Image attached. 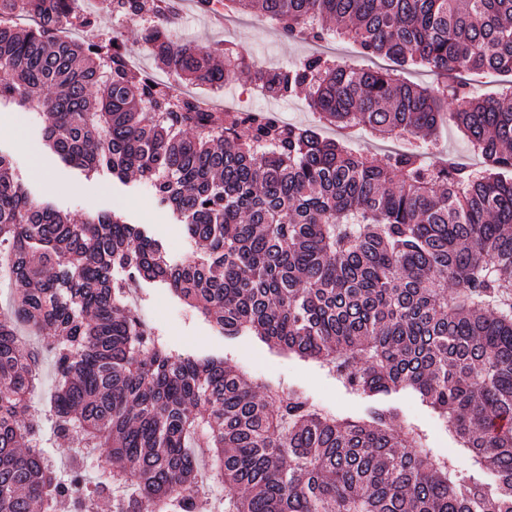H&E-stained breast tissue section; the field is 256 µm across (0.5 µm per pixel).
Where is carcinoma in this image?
<instances>
[{
	"label": "carcinoma",
	"instance_id": "cac0c4a2",
	"mask_svg": "<svg viewBox=\"0 0 512 512\" xmlns=\"http://www.w3.org/2000/svg\"><path fill=\"white\" fill-rule=\"evenodd\" d=\"M230 2L290 40L336 36L441 76L423 87L317 55L244 68L276 97L305 93L327 124L418 145L378 159L261 112L209 110L129 67L117 39L57 36L94 24L81 0H0V18L39 17L34 28L0 21V104L42 122L63 162L152 182L204 247L173 265L119 215L74 222L32 199L0 155V265L15 284L0 314V512H58L83 477L36 454L39 424L24 408L39 353L18 343L20 324L50 339L55 435L97 451L108 475L80 512L102 497L112 512H213L201 451L224 480L222 512H512V83L475 96L466 80L512 77V0ZM108 7L142 25L158 66L186 85L221 87L238 67L232 43L221 69L210 47L144 26L164 0ZM445 120L480 167L428 161ZM142 283L357 395H417L495 489L455 456L429 455L426 435L392 413L339 419L222 358L174 354L129 301Z\"/></svg>",
	"mask_w": 512,
	"mask_h": 512
}]
</instances>
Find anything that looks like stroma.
Returning <instances> with one entry per match:
<instances>
[{"label":"stroma","instance_id":"1","mask_svg":"<svg viewBox=\"0 0 512 512\" xmlns=\"http://www.w3.org/2000/svg\"><path fill=\"white\" fill-rule=\"evenodd\" d=\"M97 12L96 32H120L128 53L142 57L145 70H155V61L146 49L139 24L114 19L104 0H99ZM172 29L177 38L196 44L231 41L245 60H261L276 67L291 65L319 50L317 41L285 39L274 29L246 17L233 27H223L204 15L195 0H183ZM0 155L10 159L16 177L29 196L40 203L77 219L120 214L128 223L144 228L158 239L169 259L177 264L193 247L184 225L148 181L137 177L122 181L105 170L89 175L67 165L44 148L40 125L26 119L24 113L11 105L0 106ZM131 300L139 305L143 320L166 336L176 354L223 357L227 365L254 380L303 393L324 410L343 418L365 420L377 408L394 412L400 420L427 433L430 455H445L455 447L436 414L411 392L374 398L351 393L315 362L271 349L252 336L224 335L210 322L193 315L169 289L155 284L135 288ZM42 378V387L28 403L27 416L40 423L47 441V457L55 467L65 471L75 459H82L87 479L101 481L102 475L93 459L82 458V450L76 443L56 439L52 432L47 409L53 379L51 360L47 357L42 360Z\"/></svg>","mask_w":512,"mask_h":512}]
</instances>
